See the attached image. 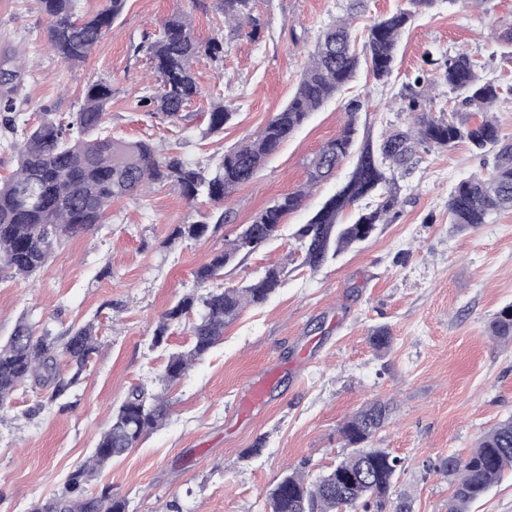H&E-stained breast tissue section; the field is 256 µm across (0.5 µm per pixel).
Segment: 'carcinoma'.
<instances>
[{
	"mask_svg": "<svg viewBox=\"0 0 512 512\" xmlns=\"http://www.w3.org/2000/svg\"><path fill=\"white\" fill-rule=\"evenodd\" d=\"M253 0H216L224 22L234 30L257 36L262 28L253 14ZM127 0H106L93 15H80L75 0H37L39 11L50 20L47 40L64 62L78 65L92 53L104 34L124 11ZM436 0H410V7L377 19L368 29L362 53L352 41L350 23L338 18L317 40L288 103L265 126L234 148L224 151L214 166L192 165L150 140L126 141L106 126L112 85H88L79 110L71 120L44 114L14 145L17 168L0 182V275L27 280L43 269L64 241L104 223L112 202L144 192L156 183L178 190L189 201L203 197L222 204L241 186L254 180L265 161L276 154L329 99L336 96L366 65L380 84L394 72L402 33L420 8ZM135 53L144 52L152 63V77L160 93L143 96L141 106L171 124L183 119L189 104L201 94L195 59L224 55V39L203 42L194 33L190 16L175 13L158 32L148 34ZM414 79L415 89L402 95L399 112L407 124L385 131L379 139L357 140L362 104L345 106L347 120L335 138L326 141L310 159L303 186L283 193L258 210L238 236L194 272L203 288L224 278V269L240 256L264 249L280 232L289 215L301 209L307 190L335 175L350 156H356L347 181L296 236L303 248V263L321 268L352 245L369 239L379 224L391 222L402 204L398 171L408 170L419 151L450 148L466 142L477 151L494 149L492 169L458 182L448 195L452 223L470 228L486 224L493 215L512 211V140L504 141L491 115L504 93L502 85L480 73L481 66L465 51L450 53L440 62L431 59ZM439 85L458 108L434 117L428 114V89ZM14 97L0 99V125L15 130ZM234 113L218 100L208 113L207 132L221 134ZM358 208L352 224L339 223L348 208ZM209 232L206 221L179 224L173 236L199 240ZM283 269L270 267L242 287L213 288L182 296L158 321L153 346L166 344L172 327L190 314L191 346L170 353L163 381L177 383L193 363L201 360L224 338V328L248 305L267 302L282 286ZM495 338L512 341V304L499 310L489 326ZM371 346L387 352L393 336L386 327L372 330ZM98 350L94 323L72 326L54 338L36 335L26 319L0 342V408L29 384L49 391L54 401L79 382L91 356ZM69 368L64 377L60 363ZM170 415L167 392L134 388L112 414L92 455L73 471L64 491L35 501L29 512H126L127 502L112 498L104 489L86 495V485L113 459L137 447L147 434L162 427ZM389 406L373 401L343 424L341 437L350 448L331 469L314 478L299 471L286 474L266 494V512H410L406 501L392 500L401 459L371 442L389 420ZM442 470L456 477L448 512H468L507 468H512V417L498 423L465 456L450 455Z\"/></svg>",
	"mask_w": 512,
	"mask_h": 512,
	"instance_id": "cac0c4a2",
	"label": "carcinoma"
}]
</instances>
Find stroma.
<instances>
[{"instance_id":"stroma-1","label":"stroma","mask_w":512,"mask_h":512,"mask_svg":"<svg viewBox=\"0 0 512 512\" xmlns=\"http://www.w3.org/2000/svg\"><path fill=\"white\" fill-rule=\"evenodd\" d=\"M128 0L85 63L61 61L46 36L35 0H0V68L14 53L32 59L18 80L16 128H0V179L17 167L12 147L40 113L66 117L80 108L89 83L112 85L107 124L127 141L150 139L188 162L215 164L224 150L259 131L288 101L322 31L352 17L363 46L378 16L406 0H256L263 27L256 38L225 27L215 0ZM187 12L201 39L224 40V55L194 63L202 94L173 125L138 104L155 94L146 54L133 49L176 12ZM512 23V0H437L404 32L393 76L378 85L360 68L348 90L329 100L269 158L254 181L224 203L228 223L201 240L177 238L178 224L213 207L189 202L168 185L113 202L101 226L70 238L26 281L0 280V340L20 318L58 335L93 322L99 350L80 381L55 402L45 390L20 389L0 409V512H29L61 494L91 454L113 410L138 385L159 389L169 352L187 348V327L167 347L153 330L180 297L196 291L194 271L235 239L241 225L271 199L306 180L305 163L359 99L360 130L380 138L397 120L400 94L426 58L467 49L486 77L512 85V63L496 35ZM225 96L234 118L206 136V114ZM493 151L464 142L422 154L402 181L403 204L362 247L311 270L295 232L334 195L350 168L314 187L266 248L225 268L223 284L240 287L268 267L284 269L281 288L245 308L223 342L168 392L171 416L137 448L112 461L88 487L109 488L129 512H263L265 495L287 469L316 475L346 453L339 430L374 400L390 403V422L373 439L401 460L396 496L412 512H448L453 476L441 460L467 455L478 439L512 416V345L488 333L494 314L512 304V212L470 229L453 224L448 194L461 180L490 170ZM385 326L390 353L374 352L371 329Z\"/></svg>"}]
</instances>
